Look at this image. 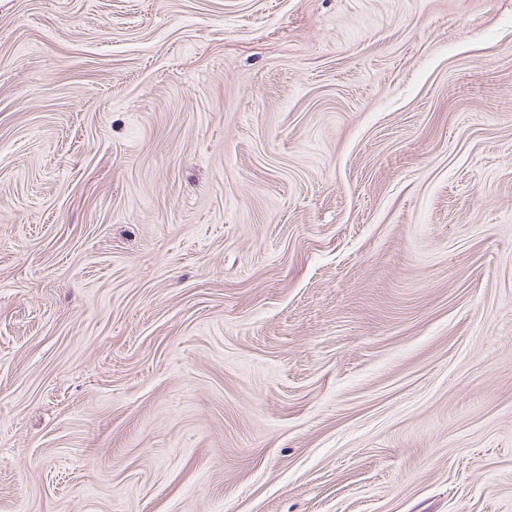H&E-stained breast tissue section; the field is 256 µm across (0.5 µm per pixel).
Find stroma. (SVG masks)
<instances>
[{
	"label": "stroma",
	"mask_w": 512,
	"mask_h": 512,
	"mask_svg": "<svg viewBox=\"0 0 512 512\" xmlns=\"http://www.w3.org/2000/svg\"><path fill=\"white\" fill-rule=\"evenodd\" d=\"M0 512H512V0H0Z\"/></svg>",
	"instance_id": "35a3bbf8"
}]
</instances>
